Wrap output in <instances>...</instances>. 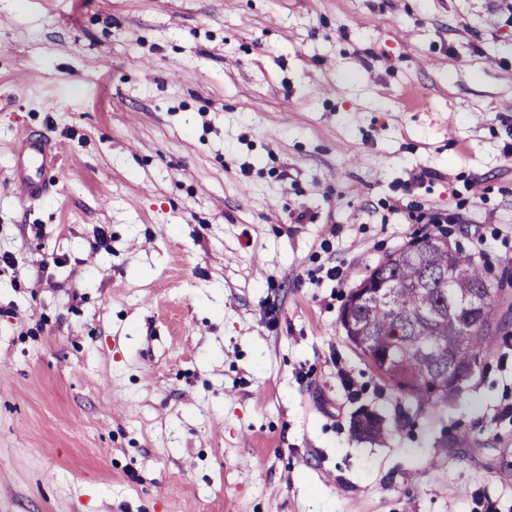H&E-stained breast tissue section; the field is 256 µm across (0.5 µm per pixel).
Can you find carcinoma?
<instances>
[{"label":"carcinoma","instance_id":"obj_1","mask_svg":"<svg viewBox=\"0 0 512 512\" xmlns=\"http://www.w3.org/2000/svg\"><path fill=\"white\" fill-rule=\"evenodd\" d=\"M387 282L386 299H370L351 311L349 341L365 345L372 356H391L394 372L409 384L395 387L417 404L440 399L437 386L448 381L449 355L459 366L480 365L493 333L496 298L486 303L485 323L471 325L448 316V298H465L490 283L481 265L451 248L447 237L429 235L414 251L387 256L364 280Z\"/></svg>","mask_w":512,"mask_h":512}]
</instances>
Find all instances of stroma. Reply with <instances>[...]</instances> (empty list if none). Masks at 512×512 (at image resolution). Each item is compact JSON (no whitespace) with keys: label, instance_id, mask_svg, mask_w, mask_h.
<instances>
[{"label":"stroma","instance_id":"stroma-1","mask_svg":"<svg viewBox=\"0 0 512 512\" xmlns=\"http://www.w3.org/2000/svg\"><path fill=\"white\" fill-rule=\"evenodd\" d=\"M442 230L506 327L420 406L339 316ZM0 512H512V5L0 0ZM52 151V144L41 139L38 146L33 147L32 152L24 160V172L18 176L16 184L19 186L23 198L28 202L40 198L48 188L45 182L32 178L28 174V169L47 170L53 168Z\"/></svg>","mask_w":512,"mask_h":512}]
</instances>
